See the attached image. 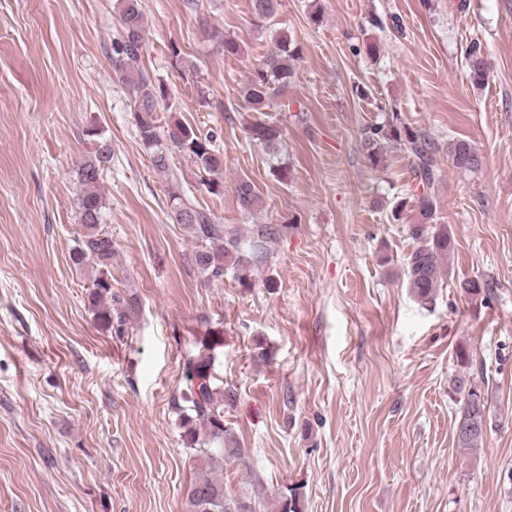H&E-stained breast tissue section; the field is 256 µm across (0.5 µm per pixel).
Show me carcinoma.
I'll use <instances>...</instances> for the list:
<instances>
[{
    "label": "carcinoma",
    "instance_id": "1",
    "mask_svg": "<svg viewBox=\"0 0 512 512\" xmlns=\"http://www.w3.org/2000/svg\"><path fill=\"white\" fill-rule=\"evenodd\" d=\"M250 4L255 25L263 27L279 15L282 0H250ZM149 32V19L141 10L139 0H124L120 23L113 37V51L118 56L117 63L113 64V78L131 97L140 145L153 169L170 181L177 179L171 166L175 155L190 162L199 173L214 176L223 169L218 134L212 130L203 133L179 120L164 121L159 116L161 111H170L173 103L166 84L143 62L148 51ZM300 58L301 47L282 33L275 51L265 58L263 65L243 86L244 109L258 113L247 124L246 133L274 158L280 153L282 123L269 119L265 112L275 91L287 87L293 79V62ZM464 58L471 83L481 85L489 67L482 43L472 40ZM85 136L91 147L77 172V210L82 234L70 259L78 269L99 268L98 276L89 286L88 306L104 329L120 336L125 333L128 313L136 310L138 303L132 297L126 299L112 292V280L109 279L112 239L101 229L105 203L99 183L103 172L112 164V144L96 126L86 129ZM360 149L372 168L383 165L389 149L403 152L411 161L417 185L408 199L414 200L418 222L408 228L420 246L408 257L404 275L410 294L417 300H427L443 276L448 274L443 262L454 246L448 225L437 222V198L433 190L439 167L435 147L421 130L401 122L396 116L384 124L363 126ZM448 159L462 173L475 174L482 165L479 153L465 140L448 144ZM235 197L246 214L252 213L260 202L255 185L248 179L236 183ZM169 201L172 220L189 226L197 240L193 260L198 270L216 279L230 270L235 280L246 286L252 265L262 260V253L252 248L244 252L238 233L224 230V225L217 223L209 211L180 192L173 191ZM459 288L473 300L487 301L492 292L490 283L474 279L461 282ZM212 369V356L206 352L189 358L185 363L186 387L173 399L184 428L186 450L197 467V476L187 494V512H263L260 493L232 496L224 489V461L234 460L247 466L249 449L228 438L224 404H233L236 396L216 386ZM451 386L460 403L454 426L458 446L477 450L487 435L488 398L464 373L454 377ZM279 512H303L298 488L288 487L280 494Z\"/></svg>",
    "mask_w": 512,
    "mask_h": 512
}]
</instances>
